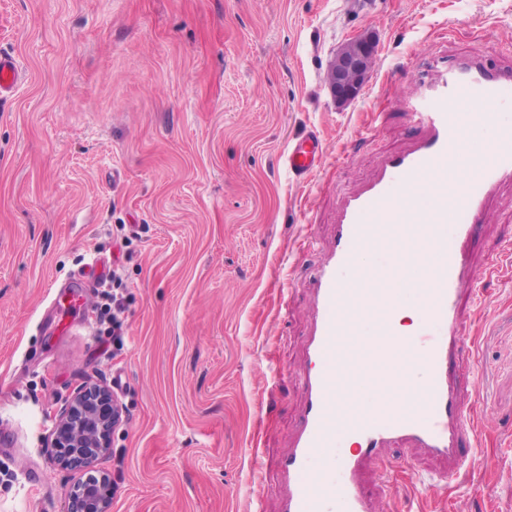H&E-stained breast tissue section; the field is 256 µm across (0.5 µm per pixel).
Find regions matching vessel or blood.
<instances>
[{
	"mask_svg": "<svg viewBox=\"0 0 512 512\" xmlns=\"http://www.w3.org/2000/svg\"><path fill=\"white\" fill-rule=\"evenodd\" d=\"M21 77L16 56L0 50L1 100L13 95ZM452 102L459 104V111H449ZM473 102L511 103L512 68L492 69L483 60L467 59L424 81L408 115L418 137L409 149L383 157L373 178L339 201L334 243L311 276L315 312L305 347V403L294 445L281 460L288 480L283 512H376L358 474L372 465L389 468L383 452L393 445L409 444L447 459V471L430 478L433 486L454 481L468 463L462 440L472 435L473 426L455 383L454 359L465 340L456 301L462 286L477 278L468 243L483 220L485 202L500 184L512 182L511 134H502L488 155L460 145L464 130L476 119L466 109ZM324 157L320 134L309 129L292 141L282 166L291 179L304 183L320 169ZM452 166L473 172L453 197L448 194ZM428 174L433 177L432 203L424 208L412 190ZM400 200L416 225L404 247L413 254L423 249L429 253V270L420 283L428 304L419 328L405 342L418 366L415 386L423 406L351 414L347 428L356 446L342 452L333 424L336 400L330 365L345 334L343 310L350 302L387 310L399 304L387 287L389 266L374 270L371 283L357 288L346 287L343 275L366 249L391 253L394 240L381 227L393 222L392 209ZM439 224L449 226V235L436 234Z\"/></svg>",
	"mask_w": 512,
	"mask_h": 512,
	"instance_id": "b4317fda",
	"label": "vessel or blood"
}]
</instances>
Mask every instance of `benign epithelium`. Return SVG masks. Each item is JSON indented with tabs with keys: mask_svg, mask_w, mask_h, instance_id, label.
Returning a JSON list of instances; mask_svg holds the SVG:
<instances>
[{
	"mask_svg": "<svg viewBox=\"0 0 512 512\" xmlns=\"http://www.w3.org/2000/svg\"><path fill=\"white\" fill-rule=\"evenodd\" d=\"M376 56L377 41L372 35H357L341 44L326 76L336 104L346 105L357 97ZM118 414L110 389L92 384L80 390L57 418L53 442L59 463L70 467L77 460L88 469L85 479L69 492V512H109L112 480L105 473L92 471V467L109 448Z\"/></svg>",
	"mask_w": 512,
	"mask_h": 512,
	"instance_id": "7a95c632",
	"label": "benign epithelium"
}]
</instances>
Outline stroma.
I'll return each mask as SVG.
<instances>
[{
  "instance_id": "1",
  "label": "stroma",
  "mask_w": 512,
  "mask_h": 512,
  "mask_svg": "<svg viewBox=\"0 0 512 512\" xmlns=\"http://www.w3.org/2000/svg\"><path fill=\"white\" fill-rule=\"evenodd\" d=\"M365 33L377 63L336 107L333 53ZM0 49L29 74L0 101V512H65L85 471L55 464V422L93 382L123 408L96 463L110 512H246L256 468L279 512L339 194L410 146L405 101L435 65L512 67V0H0ZM310 127L327 158L300 185L281 157ZM469 250L456 369L478 446L434 491L416 476L444 460L388 448L398 473L360 477L379 512H512L511 184ZM103 262L122 271V343L91 308L49 334L57 286Z\"/></svg>"
}]
</instances>
